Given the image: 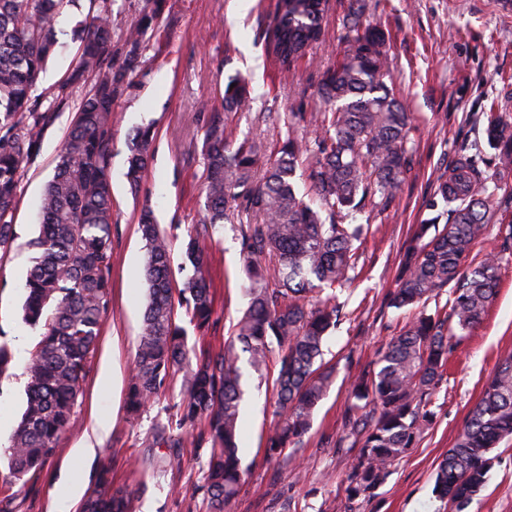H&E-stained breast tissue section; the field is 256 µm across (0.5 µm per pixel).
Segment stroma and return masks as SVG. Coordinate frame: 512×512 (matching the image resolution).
Returning <instances> with one entry per match:
<instances>
[{"instance_id": "35a3bbf8", "label": "stroma", "mask_w": 512, "mask_h": 512, "mask_svg": "<svg viewBox=\"0 0 512 512\" xmlns=\"http://www.w3.org/2000/svg\"><path fill=\"white\" fill-rule=\"evenodd\" d=\"M158 30L148 33L142 66L116 104L112 128L109 178L112 184V290L98 347L90 363L73 426L61 438L44 469L28 483L6 486V458L0 457V489L10 488L12 512H56L65 478L81 483L82 493L94 489L104 456H111L115 484L133 494L134 512H198L195 491L208 451L187 445L182 463L159 470L161 449L152 445L150 430L159 407L178 397L179 388L162 392L156 405L140 419L125 407L127 374L140 338L146 306V252L137 231L138 212L151 204L156 218L182 243L188 230L199 228L203 164L195 146L203 141L201 99L220 102L230 78L245 80L250 106L229 114L237 135L275 140L278 117L303 116L299 132L314 139L323 105L316 95L324 71L341 59L339 15L351 0H333L326 40L282 78L265 33L278 0H255L239 27L226 23L238 9L237 0H165ZM503 0H367L370 21L380 23L390 43L396 97L414 115L409 132L415 168L402 193L386 212L364 207L356 215L373 228L363 246L356 279L339 292L348 316L324 342V359L336 368V381L316 410L312 427L298 451L267 457L263 448L276 420L271 380L249 377L242 423V466L245 482L226 512H443L433 492L438 465L461 431L469 409L493 376L500 356L512 352V249L501 251L511 224L494 225L488 240L475 246L470 258L481 260L500 252V285L480 325L463 336L448 357V366L433 394L435 418L416 448L399 461L371 497L349 506L347 474L352 454L337 449L343 434L349 377L374 361L408 318L406 311L387 307L384 299L395 287L399 254L417 224L432 218L426 207L437 175L447 169L461 142L485 143L486 115L496 110L512 116V8ZM81 18L72 10L57 25L59 49L41 75L40 92H48L74 66L77 45L72 29ZM72 109L57 114L41 149L26 163L20 177L18 203L12 215L15 240L0 251V342L9 344L14 361L0 378V445L9 439L23 413L26 367L40 339V329L22 321L24 284L32 265L30 242L39 233L37 207L56 157L73 120ZM152 126L156 137L148 174L139 193L125 177L128 138L133 130ZM215 252L210 278L215 290L216 334L231 339L232 326L247 306L240 239L225 226ZM111 367L110 390L100 375ZM111 418V429L94 456L75 461L95 416ZM495 462L485 491L469 512H512V442L494 451ZM308 477L299 481L296 468Z\"/></svg>"}]
</instances>
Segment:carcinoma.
Here are the masks:
<instances>
[{"mask_svg":"<svg viewBox=\"0 0 512 512\" xmlns=\"http://www.w3.org/2000/svg\"><path fill=\"white\" fill-rule=\"evenodd\" d=\"M80 0H0V249L15 239L11 224L23 164L36 156L56 113L70 107L81 90L52 179L39 205L40 231L31 242L35 263L26 281L23 321L43 329L28 363L27 400L5 455L13 482L29 481L54 455L73 424L78 399L110 303L112 112L141 68L144 36L158 27L160 0H151L120 34L112 24V0H89L88 13L73 32L76 61L49 95L36 94L47 61L57 47L56 23ZM327 0H279L266 37L281 75L326 36ZM345 54L323 72L317 95L325 105L319 134L308 141L286 117L284 136L269 146L236 137L226 112L248 106L245 84L224 87V109L200 102L206 117L201 146L204 171L199 232L182 249V287L172 276V244L144 205L138 229L145 243L147 304L141 338L130 368L126 409L132 417L182 377L180 400L161 408L152 445L170 448L165 467L180 461L178 449L191 437L209 457L197 491L204 512H224L239 494L242 401L240 353L258 374L273 353L279 369L273 388L279 408L265 452L279 457L296 448L315 409L333 383L319 363L323 342L345 317L336 289L354 278L370 224L349 219L366 204L387 211L413 172L409 146L411 113L384 78L389 45L384 30L366 19L365 5L342 19ZM488 144L495 150L499 179L512 173V122L487 116ZM155 131L147 126L128 138L126 179L136 193L148 173ZM315 157L308 179L315 201L297 189L298 169ZM481 151L461 144L438 176L427 207L442 209L416 226L403 248L397 287L386 304L414 311L377 359L352 377L338 447L357 449L347 477L350 504L372 494L406 457L433 422L429 398L438 387L454 337L480 324L498 292L500 256L489 253L462 269L475 244L489 235L493 193L480 164ZM235 224L245 258L248 306L234 325L241 344L188 346L177 309L184 310L196 339L216 330L215 303L206 269L214 240ZM275 263L269 276L263 260ZM448 290L445 305L428 303ZM512 437V353L502 356L481 398L469 410L452 448L439 464L434 493L450 512H464L486 485L491 453ZM84 512H134L131 494L112 487L111 462L102 460Z\"/></svg>","mask_w":512,"mask_h":512,"instance_id":"1","label":"carcinoma"}]
</instances>
